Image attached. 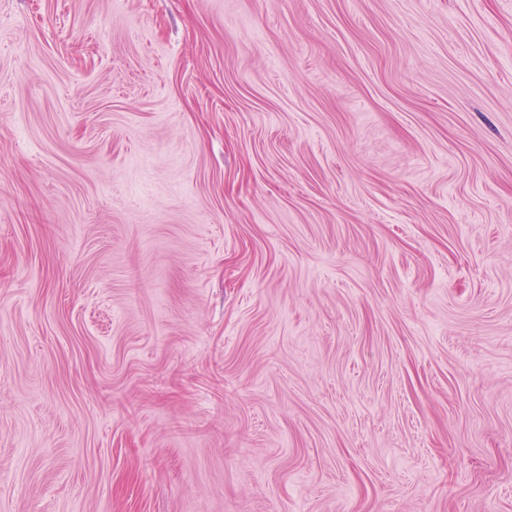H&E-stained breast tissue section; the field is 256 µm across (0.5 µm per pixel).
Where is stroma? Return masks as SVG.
I'll return each mask as SVG.
<instances>
[{
    "label": "stroma",
    "mask_w": 512,
    "mask_h": 512,
    "mask_svg": "<svg viewBox=\"0 0 512 512\" xmlns=\"http://www.w3.org/2000/svg\"><path fill=\"white\" fill-rule=\"evenodd\" d=\"M0 512H512V0H0Z\"/></svg>",
    "instance_id": "obj_1"
}]
</instances>
